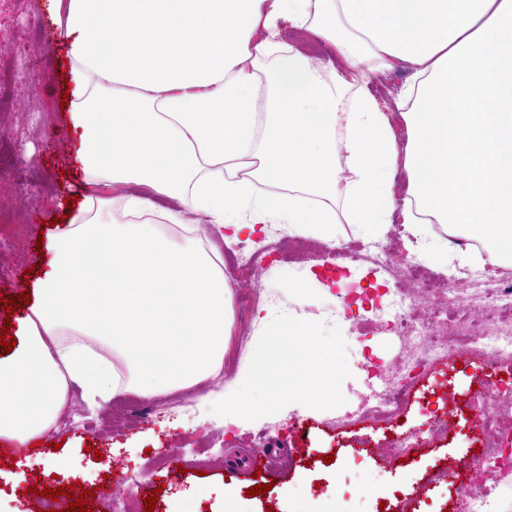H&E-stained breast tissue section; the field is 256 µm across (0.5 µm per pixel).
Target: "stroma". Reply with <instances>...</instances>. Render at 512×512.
<instances>
[{
  "mask_svg": "<svg viewBox=\"0 0 512 512\" xmlns=\"http://www.w3.org/2000/svg\"><path fill=\"white\" fill-rule=\"evenodd\" d=\"M34 21L39 24L35 33L30 30ZM64 55L48 0L21 5L0 0V62L14 73L10 92L15 101L14 110L0 112V200L13 214L0 221V293L12 297L25 292L34 266H46L49 257L40 252L38 236L61 217L59 202L80 184L73 174L76 141L65 127L61 102ZM334 266L318 252L300 262L274 263L248 284L230 280L232 324L223 375L205 389L223 390L248 365L251 341L265 327L256 317L262 305L272 313L281 310L340 328L351 371L342 384L343 405L311 414L288 406L268 418L242 421L228 433L222 416L200 422L196 391L158 399L127 392L118 394V401L151 407V414L104 429L102 408L88 406L74 387L70 393L81 426H54L27 454H0V512H42L41 490L62 484L94 490L91 512H106L104 493L119 482L138 501L158 491L153 512H179L185 505L191 512H224L219 489L228 482L237 486L242 512H328L336 504L345 512H373L377 501L395 494L411 500L412 512H465L464 496L430 482L429 475L451 460L475 461L477 435L470 415L455 418L449 438L417 449L404 461L392 460L387 443L395 434L424 432L436 412L449 402L468 401L482 380L503 375L512 380V361L495 365L470 353H453L446 366L417 379L402 420L388 425L359 420L364 406L400 382L407 345L385 330L354 333L353 319L361 310L347 297ZM311 273L330 286L332 299H296L290 282ZM201 439L223 450L201 473L175 475L154 465V456L172 450L196 462L193 443ZM90 445L101 451V458L87 453ZM263 448L275 453L276 463L256 476L246 459ZM56 451L69 458L70 471L55 474L49 457ZM16 473L24 477L19 488L10 481ZM258 483L268 485L266 496H248ZM203 485L211 495L198 494Z\"/></svg>",
  "mask_w": 512,
  "mask_h": 512,
  "instance_id": "stroma-1",
  "label": "stroma"
}]
</instances>
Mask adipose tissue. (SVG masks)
Returning <instances> with one entry per match:
<instances>
[{
  "instance_id": "ef3b65f1",
  "label": "adipose tissue",
  "mask_w": 512,
  "mask_h": 512,
  "mask_svg": "<svg viewBox=\"0 0 512 512\" xmlns=\"http://www.w3.org/2000/svg\"><path fill=\"white\" fill-rule=\"evenodd\" d=\"M49 2L83 185L0 353V440L47 431L72 383L98 407L221 372L231 289L191 225L227 245L255 223L336 246L341 223L372 238L400 222L440 268L472 265L474 241L512 265V0ZM285 24L333 46L330 76L280 39ZM398 64L403 142L362 84ZM429 224L448 239L426 242Z\"/></svg>"
}]
</instances>
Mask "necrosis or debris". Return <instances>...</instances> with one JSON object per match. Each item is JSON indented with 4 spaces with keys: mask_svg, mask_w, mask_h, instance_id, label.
Returning <instances> with one entry per match:
<instances>
[{
    "mask_svg": "<svg viewBox=\"0 0 512 512\" xmlns=\"http://www.w3.org/2000/svg\"><path fill=\"white\" fill-rule=\"evenodd\" d=\"M399 263L403 282L414 293L393 300L382 325L412 346L413 368L435 365L460 350L480 352L493 362L512 359V276L472 278L463 287L448 286L447 299L439 300L436 281L417 255L400 257ZM476 296L483 300L481 311L467 312ZM470 408L482 432L484 468L476 477L467 474L465 463H457L466 474L457 490L467 496L469 512H486L491 494L501 485L512 486V451L503 446L504 438L512 437V385L482 382Z\"/></svg>",
    "mask_w": 512,
    "mask_h": 512,
    "instance_id": "4bbe7bcc",
    "label": "necrosis or debris"
}]
</instances>
